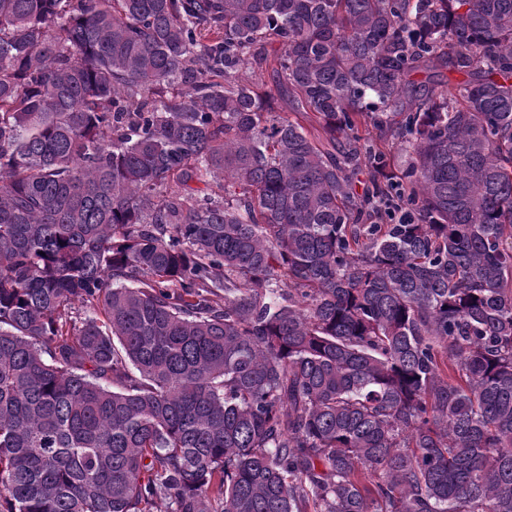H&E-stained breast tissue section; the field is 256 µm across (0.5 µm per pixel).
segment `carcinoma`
<instances>
[{
  "label": "carcinoma",
  "instance_id": "cac0c4a2",
  "mask_svg": "<svg viewBox=\"0 0 512 512\" xmlns=\"http://www.w3.org/2000/svg\"><path fill=\"white\" fill-rule=\"evenodd\" d=\"M160 501L512 512V0H0V512Z\"/></svg>",
  "mask_w": 512,
  "mask_h": 512
}]
</instances>
